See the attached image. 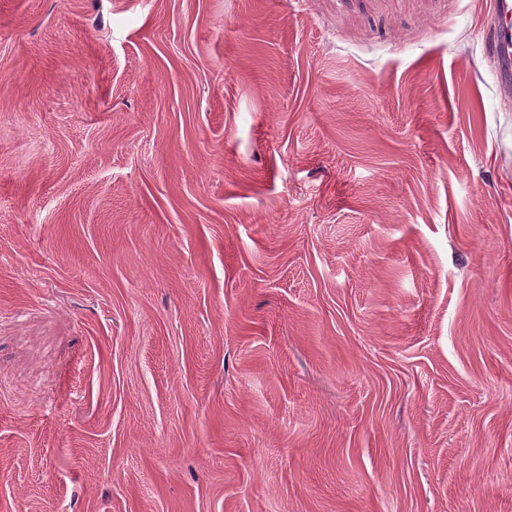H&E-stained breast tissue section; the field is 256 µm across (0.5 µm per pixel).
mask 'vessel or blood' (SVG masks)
<instances>
[{"instance_id":"obj_1","label":"vessel or blood","mask_w":512,"mask_h":512,"mask_svg":"<svg viewBox=\"0 0 512 512\" xmlns=\"http://www.w3.org/2000/svg\"><path fill=\"white\" fill-rule=\"evenodd\" d=\"M483 48L493 66L501 98H512V0H493L483 33Z\"/></svg>"}]
</instances>
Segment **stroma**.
<instances>
[{
  "mask_svg": "<svg viewBox=\"0 0 512 512\" xmlns=\"http://www.w3.org/2000/svg\"><path fill=\"white\" fill-rule=\"evenodd\" d=\"M491 0H0V512H512Z\"/></svg>",
  "mask_w": 512,
  "mask_h": 512,
  "instance_id": "35a3bbf8",
  "label": "stroma"
}]
</instances>
